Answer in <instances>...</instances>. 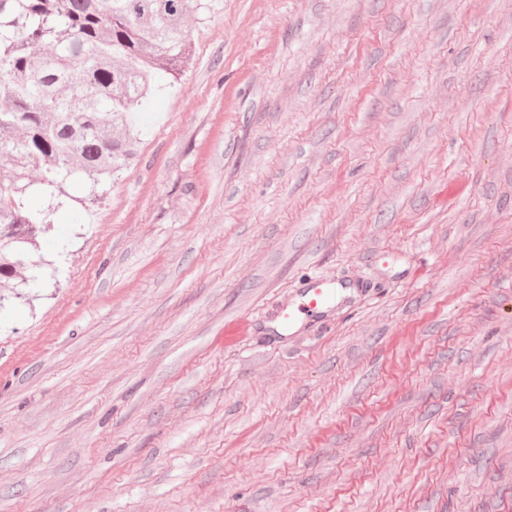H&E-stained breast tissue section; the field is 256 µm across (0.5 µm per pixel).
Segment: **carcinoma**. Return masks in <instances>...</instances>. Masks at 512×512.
I'll return each instance as SVG.
<instances>
[{
	"label": "carcinoma",
	"mask_w": 512,
	"mask_h": 512,
	"mask_svg": "<svg viewBox=\"0 0 512 512\" xmlns=\"http://www.w3.org/2000/svg\"><path fill=\"white\" fill-rule=\"evenodd\" d=\"M212 0H0V283L24 274L50 216L52 189L85 178L94 203L134 156L139 114L172 87ZM45 208L25 200L32 174Z\"/></svg>",
	"instance_id": "carcinoma-1"
}]
</instances>
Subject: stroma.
I'll return each mask as SVG.
<instances>
[{"label": "stroma", "mask_w": 512, "mask_h": 512, "mask_svg": "<svg viewBox=\"0 0 512 512\" xmlns=\"http://www.w3.org/2000/svg\"><path fill=\"white\" fill-rule=\"evenodd\" d=\"M191 31L0 306V512H512V0ZM336 292L326 287L318 277H314L304 289V306L302 314L318 315L329 307Z\"/></svg>", "instance_id": "stroma-1"}]
</instances>
